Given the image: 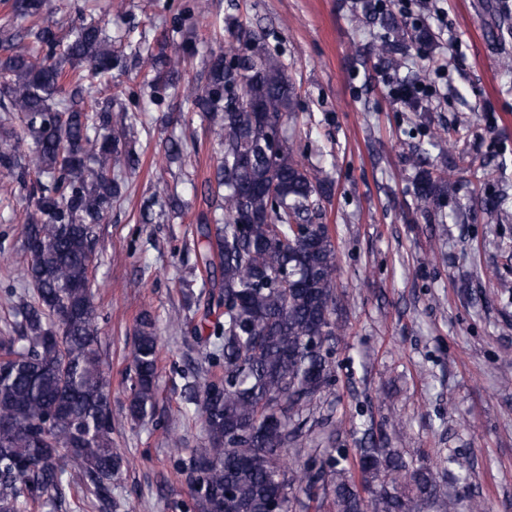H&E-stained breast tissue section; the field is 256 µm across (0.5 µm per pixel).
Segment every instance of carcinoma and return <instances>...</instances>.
I'll list each match as a JSON object with an SVG mask.
<instances>
[{
    "mask_svg": "<svg viewBox=\"0 0 512 512\" xmlns=\"http://www.w3.org/2000/svg\"><path fill=\"white\" fill-rule=\"evenodd\" d=\"M206 6L186 0L171 32L184 33ZM360 8L386 30L402 28L373 0ZM12 11L26 25L0 28V112L21 125L0 145V179L25 203L22 250L33 294L15 306L16 326L0 332V512H36L46 495L67 507L74 485L106 502L123 462L112 448L110 378L97 349L90 274L96 226L125 187L115 173V133L135 139L143 109L138 98L112 110L93 96V77L118 64L97 23H79L65 41L42 0H13ZM375 50L388 67L402 66L389 36ZM184 63L176 50L141 58L152 102L163 100ZM184 93L224 152L207 184L215 214L197 228V264L209 287L196 292L180 281L187 308L202 313L194 339L208 329L217 340L208 359L224 362L222 377L185 386L208 440L180 468L193 512H306L321 493L335 512H414L419 503L456 512L445 471L414 464L369 432L352 455L305 447L304 428L335 381L336 342L347 325L332 232L316 222L329 181L304 163L300 130L264 151L271 123L295 113L285 68L267 51L219 54L206 82L189 81ZM451 187L446 168L420 178L416 209L428 213ZM131 359L129 415L138 420L156 403L159 344L148 314Z\"/></svg>",
    "mask_w": 512,
    "mask_h": 512,
    "instance_id": "1",
    "label": "carcinoma"
}]
</instances>
